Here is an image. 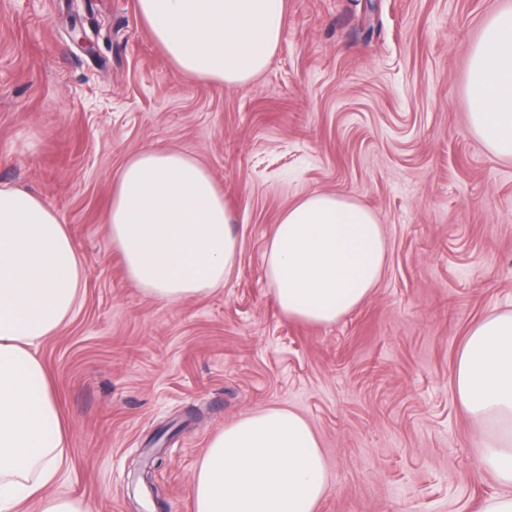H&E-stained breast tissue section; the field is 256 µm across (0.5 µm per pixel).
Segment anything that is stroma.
<instances>
[{
	"instance_id": "stroma-1",
	"label": "stroma",
	"mask_w": 512,
	"mask_h": 512,
	"mask_svg": "<svg viewBox=\"0 0 512 512\" xmlns=\"http://www.w3.org/2000/svg\"><path fill=\"white\" fill-rule=\"evenodd\" d=\"M507 5L286 0L269 68L230 89L178 73L136 0H0V185L56 210L86 267L37 347L70 431L52 493L155 512L128 483L150 446L166 512H194L210 438L271 405L319 440L332 487L316 512H477L504 493L453 374L468 330L512 311V160L474 135L466 93L469 50ZM150 146L196 157L235 216L212 294L160 303L112 247V185ZM313 192L371 209L389 243L372 296L326 326L284 318L263 266Z\"/></svg>"
}]
</instances>
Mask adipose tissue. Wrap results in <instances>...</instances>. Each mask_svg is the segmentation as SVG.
<instances>
[{"mask_svg":"<svg viewBox=\"0 0 512 512\" xmlns=\"http://www.w3.org/2000/svg\"><path fill=\"white\" fill-rule=\"evenodd\" d=\"M154 41L181 74L236 89L263 73L283 33L285 0H137ZM474 134L512 158V6L494 13L470 53ZM127 277L177 302L214 293L238 240L224 192L190 154L150 147L130 155L104 215ZM388 240L375 214L337 194L290 205L264 252L271 295L287 319L330 325L378 287ZM85 275L60 216L25 190L0 186V512H96L87 499L48 494L68 428L33 352L74 310ZM454 387L483 450L481 463L512 485V311L493 312L464 338ZM329 489L307 421L272 406L214 435L191 480L195 512H315Z\"/></svg>","mask_w":512,"mask_h":512,"instance_id":"ef3b65f1","label":"adipose tissue"}]
</instances>
